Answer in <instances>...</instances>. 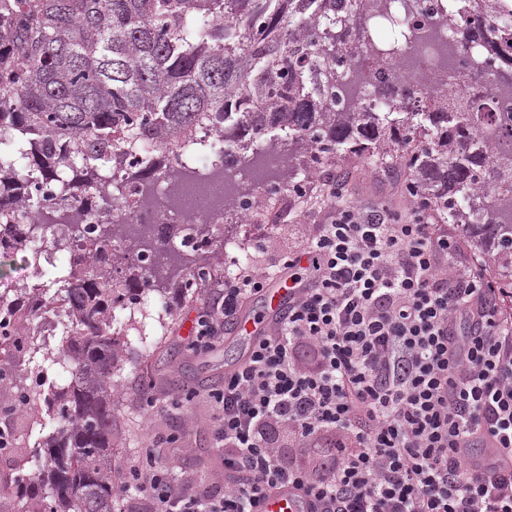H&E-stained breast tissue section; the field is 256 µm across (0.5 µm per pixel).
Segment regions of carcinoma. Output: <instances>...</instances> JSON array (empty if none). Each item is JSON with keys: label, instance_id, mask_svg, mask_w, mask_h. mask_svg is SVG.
<instances>
[{"label": "carcinoma", "instance_id": "1", "mask_svg": "<svg viewBox=\"0 0 512 512\" xmlns=\"http://www.w3.org/2000/svg\"><path fill=\"white\" fill-rule=\"evenodd\" d=\"M474 0H0V179L26 183L29 203L0 183V254L65 253L67 274L41 315L66 308L51 362L71 370L64 386L29 367L36 339L0 298V508L10 512H112V374L124 360L120 315L146 291L194 294L215 276L211 256L233 225L142 224L120 205L110 170L131 162L145 201L170 183L179 202L190 166H161L200 125L224 137V167L248 173L231 192L258 197L277 184L299 197L320 177L336 186V161L370 162L387 151L408 172L410 196L460 228L512 289V112H483L458 93L464 78L512 96V7L484 0L495 41L474 51L466 75L415 72L397 83L407 46L443 54L483 38ZM395 33L377 41L379 20ZM54 202L32 210L47 187ZM96 208L93 229L81 212ZM55 430L38 473L14 419Z\"/></svg>", "mask_w": 512, "mask_h": 512}]
</instances>
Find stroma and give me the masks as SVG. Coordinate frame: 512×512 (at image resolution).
<instances>
[{"label": "stroma", "mask_w": 512, "mask_h": 512, "mask_svg": "<svg viewBox=\"0 0 512 512\" xmlns=\"http://www.w3.org/2000/svg\"><path fill=\"white\" fill-rule=\"evenodd\" d=\"M336 170L347 177L345 201L384 204L400 211L413 204L405 190L408 176L397 161L387 158L364 164L345 159L338 162ZM326 217L324 202L306 198L299 200L294 212L268 226L263 223L262 212H255L251 216L255 230H241L236 248L253 254V242L260 239L271 252L286 250L305 225L324 223ZM65 266L61 259L56 267L46 268L38 275L22 256H0V284L22 287L36 278L47 288ZM211 293V288L206 287L194 296L172 294L163 300L154 292H144L126 313L129 355L112 378L116 407L112 452L116 463H135L149 447L152 436H175L171 447L159 449V457L200 492L224 483V453L215 446L217 411L211 393L223 386L225 366L242 355V343L231 331L212 350H189L194 335L191 325ZM185 388L193 392L191 401L175 406V399ZM147 391L164 399L165 408L147 411L142 405Z\"/></svg>", "instance_id": "stroma-1"}]
</instances>
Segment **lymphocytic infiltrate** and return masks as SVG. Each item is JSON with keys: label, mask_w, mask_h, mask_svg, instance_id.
I'll return each instance as SVG.
<instances>
[{"label": "lymphocytic infiltrate", "mask_w": 512, "mask_h": 512, "mask_svg": "<svg viewBox=\"0 0 512 512\" xmlns=\"http://www.w3.org/2000/svg\"><path fill=\"white\" fill-rule=\"evenodd\" d=\"M284 272L301 285L287 318L213 393L223 487L194 493L150 452L118 486L133 512H253L284 486L309 512H512V304L486 264L425 204L334 200L294 249L218 283L191 348ZM324 434L330 457L300 460Z\"/></svg>", "instance_id": "1"}]
</instances>
